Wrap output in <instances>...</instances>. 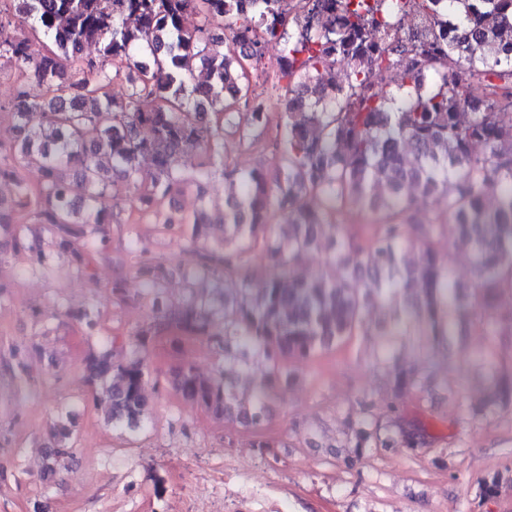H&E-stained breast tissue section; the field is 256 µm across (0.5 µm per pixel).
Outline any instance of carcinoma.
Instances as JSON below:
<instances>
[{
  "label": "carcinoma",
  "mask_w": 512,
  "mask_h": 512,
  "mask_svg": "<svg viewBox=\"0 0 512 512\" xmlns=\"http://www.w3.org/2000/svg\"><path fill=\"white\" fill-rule=\"evenodd\" d=\"M188 15L201 19L193 30ZM33 23L16 34L14 17ZM512 40V0H0V64L15 81L0 120L16 141L0 146V178L14 194L0 200V224H43L59 255L78 259L86 245L110 242L112 209L106 195L138 186L139 160L153 161L138 194L158 206L185 184L204 191L224 135L264 149L271 116L251 95L246 67L258 68L270 46L279 50L276 87L286 105L276 124L275 176L255 168L224 169V185L242 186L227 198L224 245L198 255L197 271L237 278L224 307V327L202 308L173 307L156 298L155 316L137 333L146 346L158 328L207 337L224 347V376L203 378L190 364L172 384L215 418L264 435L261 397L238 386L244 345L265 361L271 377L355 336L372 345V362L388 381L392 402L382 418L359 402L340 447L352 468L368 448L414 453L441 438L438 421L413 420L399 409L407 393H422L413 367L396 347L416 325L437 341L470 321L487 336L512 333V312L498 307L512 292V54L495 46ZM98 46V57L83 55ZM207 81L190 85L196 71ZM400 71L412 91L399 94L387 75ZM125 73L127 93L112 81ZM47 93L39 98L28 87ZM198 150L194 174L180 157ZM42 175L29 184L22 169ZM446 198L441 212H420L410 195ZM291 225L274 236L272 213ZM372 214L341 224L345 213ZM421 223L418 261L406 260L410 226ZM330 240L331 278L295 273L305 253ZM471 260L474 277L454 281L442 244ZM263 248L278 272L256 289L241 275L246 254ZM385 304L368 319L371 305ZM492 384L484 410L512 405V372L486 359ZM86 382L102 386L97 405L107 419L138 427L149 401L148 364L140 357L115 364L88 361ZM512 487L495 472L478 487L479 500Z\"/></svg>",
  "instance_id": "1"
}]
</instances>
